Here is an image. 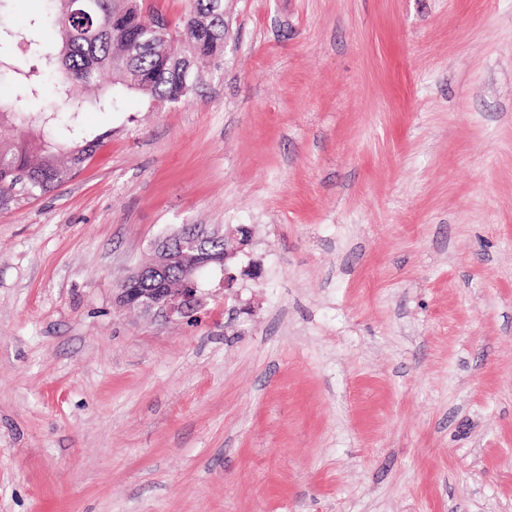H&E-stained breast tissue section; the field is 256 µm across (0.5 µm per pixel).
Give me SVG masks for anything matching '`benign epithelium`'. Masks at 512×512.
Segmentation results:
<instances>
[{"label": "benign epithelium", "instance_id": "benign-epithelium-1", "mask_svg": "<svg viewBox=\"0 0 512 512\" xmlns=\"http://www.w3.org/2000/svg\"><path fill=\"white\" fill-rule=\"evenodd\" d=\"M222 237L224 230L220 227L195 229L191 224H184L159 238L154 243L159 260L133 270L119 288L117 300L125 306L154 312L166 319L197 311L203 300L197 284V276L202 270L213 265L222 267L224 278L220 287L224 289L233 287L237 281L228 266L234 253L226 250L213 257L205 249L204 241ZM172 267L182 271L177 288L168 287L167 273Z\"/></svg>", "mask_w": 512, "mask_h": 512}]
</instances>
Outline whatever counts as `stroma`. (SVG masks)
I'll return each mask as SVG.
<instances>
[{
    "label": "stroma",
    "mask_w": 512,
    "mask_h": 512,
    "mask_svg": "<svg viewBox=\"0 0 512 512\" xmlns=\"http://www.w3.org/2000/svg\"><path fill=\"white\" fill-rule=\"evenodd\" d=\"M224 15L192 93L87 108L0 205V512H512V0ZM184 224L234 287L120 305Z\"/></svg>",
    "instance_id": "obj_1"
}]
</instances>
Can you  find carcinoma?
<instances>
[{
    "label": "carcinoma",
    "mask_w": 512,
    "mask_h": 512,
    "mask_svg": "<svg viewBox=\"0 0 512 512\" xmlns=\"http://www.w3.org/2000/svg\"><path fill=\"white\" fill-rule=\"evenodd\" d=\"M47 16L59 28L61 47L54 55L26 31L0 27V42H26L37 64L24 71L0 54V73L20 76L25 94L41 96L43 76L59 69L57 90L72 114L58 123L51 110H19L0 98V123L10 122L34 132V137L0 142V203L11 200L23 182L32 196L48 192L70 178L94 152L97 142L80 137L78 114L85 111L83 92L109 71L112 83L175 104L194 89L195 61L224 54V0H193V8L179 24L177 34L185 53L170 52L169 22L143 0H49ZM163 23L156 37L149 23Z\"/></svg>",
    "instance_id": "1"
}]
</instances>
